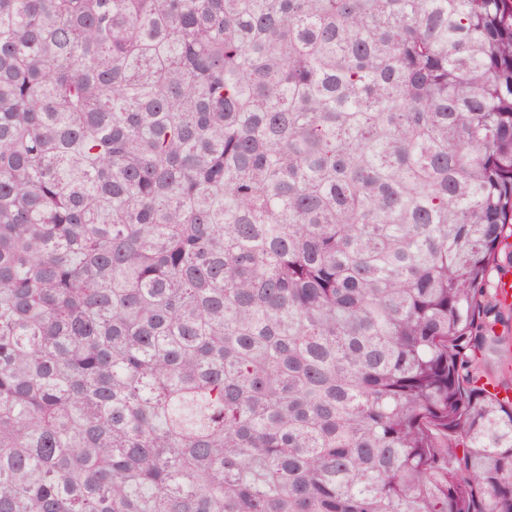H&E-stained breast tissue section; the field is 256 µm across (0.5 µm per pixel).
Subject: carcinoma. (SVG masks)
I'll return each mask as SVG.
<instances>
[{
    "mask_svg": "<svg viewBox=\"0 0 512 512\" xmlns=\"http://www.w3.org/2000/svg\"><path fill=\"white\" fill-rule=\"evenodd\" d=\"M511 238L512 0H0V512H512ZM481 375L483 381L488 380L500 386H511L512 389V362L503 356V352L486 357L481 365Z\"/></svg>",
    "mask_w": 512,
    "mask_h": 512,
    "instance_id": "1",
    "label": "carcinoma"
}]
</instances>
